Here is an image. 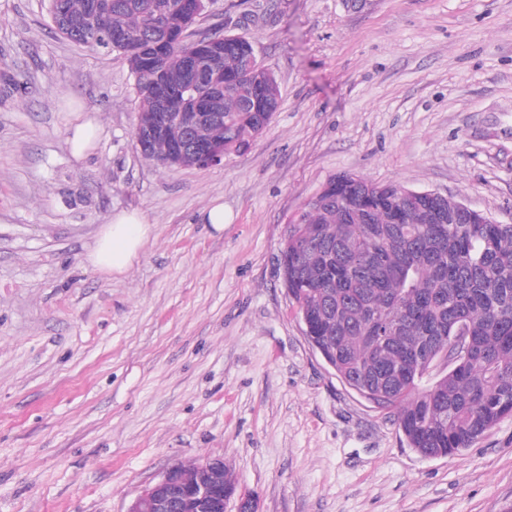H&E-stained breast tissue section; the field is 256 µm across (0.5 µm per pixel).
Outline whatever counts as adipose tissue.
<instances>
[{
	"label": "adipose tissue",
	"instance_id": "adipose-tissue-1",
	"mask_svg": "<svg viewBox=\"0 0 512 512\" xmlns=\"http://www.w3.org/2000/svg\"><path fill=\"white\" fill-rule=\"evenodd\" d=\"M149 230V224L138 212L115 213L90 252V263L108 273L127 271L137 260Z\"/></svg>",
	"mask_w": 512,
	"mask_h": 512
}]
</instances>
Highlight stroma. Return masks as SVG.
Masks as SVG:
<instances>
[{
    "mask_svg": "<svg viewBox=\"0 0 512 512\" xmlns=\"http://www.w3.org/2000/svg\"><path fill=\"white\" fill-rule=\"evenodd\" d=\"M197 29L249 38L280 108L223 164L162 168L124 56L0 0V512H126L206 457L257 512H512V418L453 456L408 448L311 346L278 266L341 173L512 223V0H212ZM121 210L151 230L108 273L88 254Z\"/></svg>",
    "mask_w": 512,
    "mask_h": 512,
    "instance_id": "stroma-1",
    "label": "stroma"
}]
</instances>
